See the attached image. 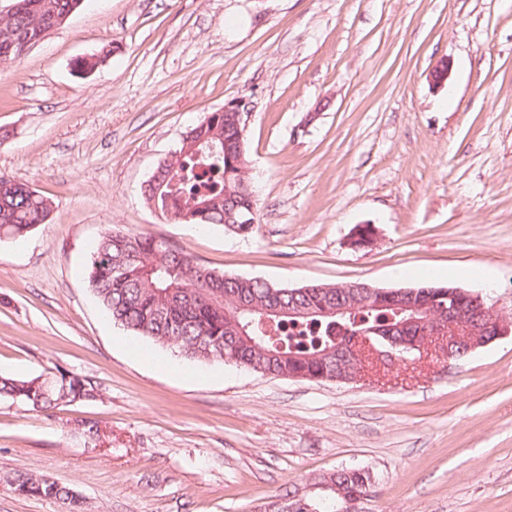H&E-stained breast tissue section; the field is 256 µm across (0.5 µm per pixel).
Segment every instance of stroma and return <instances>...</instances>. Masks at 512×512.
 Here are the masks:
<instances>
[{"mask_svg": "<svg viewBox=\"0 0 512 512\" xmlns=\"http://www.w3.org/2000/svg\"><path fill=\"white\" fill-rule=\"evenodd\" d=\"M230 103L245 106L252 233L168 223L145 182ZM1 175L53 212L0 239V374L76 375L97 397L0 398V512H69L7 472L73 486L84 512H260L341 466L371 472L365 512H512V331L384 385L264 376L133 335L86 273L117 224L281 287L485 292L512 323V0H86L0 67ZM363 224L378 236L358 250Z\"/></svg>", "mask_w": 512, "mask_h": 512, "instance_id": "stroma-1", "label": "stroma"}]
</instances>
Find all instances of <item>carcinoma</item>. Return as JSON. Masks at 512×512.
I'll return each instance as SVG.
<instances>
[{
	"mask_svg": "<svg viewBox=\"0 0 512 512\" xmlns=\"http://www.w3.org/2000/svg\"><path fill=\"white\" fill-rule=\"evenodd\" d=\"M13 12L0 18V65L22 57L18 46L38 42L67 21L83 0H12ZM245 140L235 116L207 112L183 136L179 147L163 159L159 174L146 182L143 197L160 216L175 224H220L238 235L252 232L256 199L248 176ZM204 180L183 205L172 203L186 186ZM52 203L16 177L0 179V238L18 239L50 220ZM89 284L112 321L135 335L177 346L201 362H234L263 375L299 374L309 381L344 382L359 359L336 355L330 337L338 321L352 336L421 335L409 321L412 307L433 303L438 285L424 283L410 293L390 298L367 291H345L332 284L282 288L255 278L217 272L150 235L109 228L91 255ZM350 308L342 317L330 314L336 304ZM272 310L282 315L270 314ZM455 344L457 358L468 354V342L482 335L483 320H462ZM0 397L35 409L96 398L85 380L66 374L49 380L0 376ZM21 495L59 500L70 512L83 501L70 485L43 475L9 478ZM372 485L364 469L341 467L317 474L301 488L274 496L264 512H349L363 509L359 496Z\"/></svg>",
	"mask_w": 512,
	"mask_h": 512,
	"instance_id": "carcinoma-1",
	"label": "carcinoma"
}]
</instances>
